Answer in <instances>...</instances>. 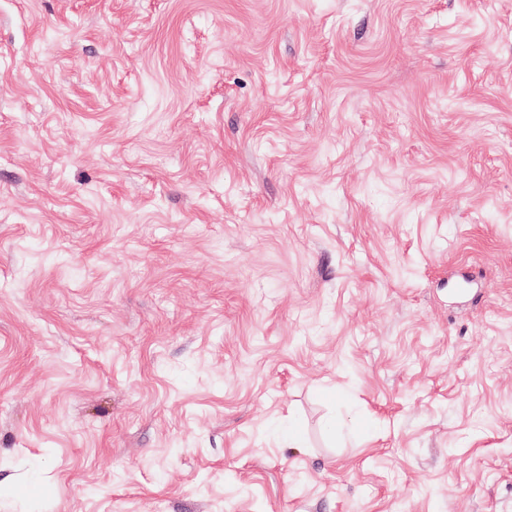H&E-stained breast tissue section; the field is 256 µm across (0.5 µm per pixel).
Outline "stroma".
<instances>
[{
	"label": "stroma",
	"mask_w": 512,
	"mask_h": 512,
	"mask_svg": "<svg viewBox=\"0 0 512 512\" xmlns=\"http://www.w3.org/2000/svg\"><path fill=\"white\" fill-rule=\"evenodd\" d=\"M256 497L512 512V0H0V512Z\"/></svg>",
	"instance_id": "stroma-1"
}]
</instances>
